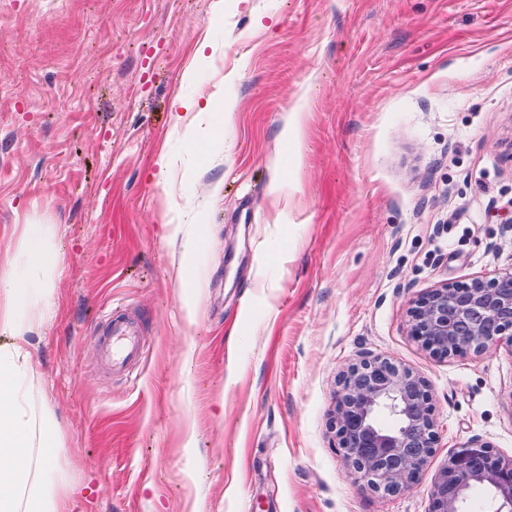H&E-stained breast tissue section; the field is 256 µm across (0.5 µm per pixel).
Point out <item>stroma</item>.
Returning <instances> with one entry per match:
<instances>
[{
	"mask_svg": "<svg viewBox=\"0 0 512 512\" xmlns=\"http://www.w3.org/2000/svg\"><path fill=\"white\" fill-rule=\"evenodd\" d=\"M28 222L58 264L26 392L70 512H429L466 442L512 457V353L438 359L407 323L512 268V0H0V266ZM116 303L134 381L99 347ZM364 356L432 395L438 444L394 496L329 429ZM175 105L184 110L185 117L177 116L178 120L188 119V135L204 137L207 133V117L209 112L205 108H199L198 103L176 98Z\"/></svg>",
	"mask_w": 512,
	"mask_h": 512,
	"instance_id": "35a3bbf8",
	"label": "stroma"
}]
</instances>
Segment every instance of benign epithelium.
Masks as SVG:
<instances>
[{
    "mask_svg": "<svg viewBox=\"0 0 512 512\" xmlns=\"http://www.w3.org/2000/svg\"><path fill=\"white\" fill-rule=\"evenodd\" d=\"M407 315L410 336L438 359L478 356L501 343L512 348V269L443 283L410 301ZM382 414L395 424L383 425ZM330 428L348 466L386 495L418 481L438 442L426 381L387 358H362L340 370ZM473 486L493 492L495 512H512V458L467 442L436 478L430 512H461Z\"/></svg>",
    "mask_w": 512,
    "mask_h": 512,
    "instance_id": "benign-epithelium-1",
    "label": "benign epithelium"
}]
</instances>
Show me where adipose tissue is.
Masks as SVG:
<instances>
[{"mask_svg": "<svg viewBox=\"0 0 512 512\" xmlns=\"http://www.w3.org/2000/svg\"><path fill=\"white\" fill-rule=\"evenodd\" d=\"M20 268L0 274V512H67L69 494L61 482L43 481L54 460L48 414H35L24 383L34 366L21 344L32 328L31 307L50 304L55 252L44 225H24Z\"/></svg>", "mask_w": 512, "mask_h": 512, "instance_id": "1", "label": "adipose tissue"}]
</instances>
